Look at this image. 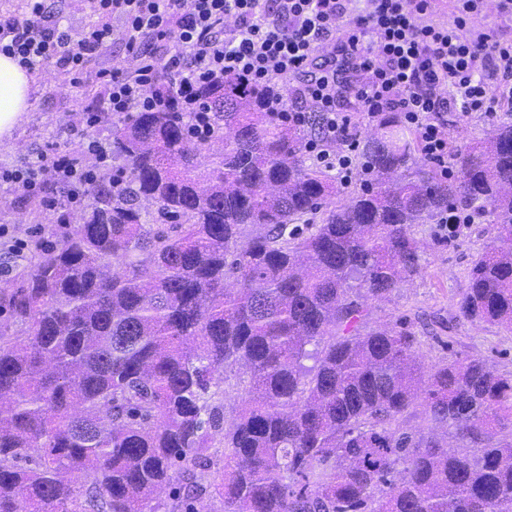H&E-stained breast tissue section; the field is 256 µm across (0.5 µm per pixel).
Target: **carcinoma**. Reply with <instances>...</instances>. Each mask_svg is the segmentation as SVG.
Returning a JSON list of instances; mask_svg holds the SVG:
<instances>
[{
	"mask_svg": "<svg viewBox=\"0 0 512 512\" xmlns=\"http://www.w3.org/2000/svg\"><path fill=\"white\" fill-rule=\"evenodd\" d=\"M204 98L203 142L179 112L119 121L126 190L94 181L82 224L0 289V512H176L158 498L175 480L224 512H512V377L426 371L411 332L361 331L420 268L411 227L460 207L499 244L459 311L512 332V122L445 180L391 114L340 205L265 91L226 78ZM234 366L247 398L225 430ZM409 411L437 433L392 430Z\"/></svg>",
	"mask_w": 512,
	"mask_h": 512,
	"instance_id": "obj_1",
	"label": "carcinoma"
}]
</instances>
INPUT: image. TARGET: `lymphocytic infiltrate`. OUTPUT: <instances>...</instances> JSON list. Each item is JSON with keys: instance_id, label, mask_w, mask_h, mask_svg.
Masks as SVG:
<instances>
[{"instance_id": "f902f5d3", "label": "lymphocytic infiltrate", "mask_w": 512, "mask_h": 512, "mask_svg": "<svg viewBox=\"0 0 512 512\" xmlns=\"http://www.w3.org/2000/svg\"><path fill=\"white\" fill-rule=\"evenodd\" d=\"M87 0L100 24L70 32L47 21L46 0H27L24 17L0 16V53L27 69L55 62L80 76L88 61L121 29L130 49L146 41L171 43L170 56L138 54L134 64L105 79L106 111L183 112L198 140L211 137L202 92L235 76L273 90L274 119L297 128L319 120L321 133L305 143L320 165L350 183L358 143L354 99L362 118L396 111L429 161L448 156V115L497 117L512 105V40L475 29L485 0H454L448 21L433 20L432 0ZM174 80L165 86L159 73ZM95 168L54 152L35 163L0 171V182L28 192L64 187L72 204L108 168L109 143L87 138Z\"/></svg>"}]
</instances>
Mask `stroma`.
Segmentation results:
<instances>
[{
    "label": "stroma",
    "instance_id": "35a3bbf8",
    "mask_svg": "<svg viewBox=\"0 0 512 512\" xmlns=\"http://www.w3.org/2000/svg\"><path fill=\"white\" fill-rule=\"evenodd\" d=\"M133 54L121 36H114L90 60L79 80L52 62L34 69L31 107L16 127L11 141L0 143V169L38 161L41 153L57 148H80L78 131L84 111L102 102L105 86L100 71L131 64ZM495 122L477 116L448 115V149H466L492 136ZM80 209L45 207L40 195L0 183V225L28 240V248L9 259L0 271V286L16 288L38 254L50 244V232L77 229ZM413 236L422 245L419 273L387 298L369 303L368 328H392L404 324L415 338L413 350L425 366L448 357H471L486 361L492 371L512 375V332L471 321L458 310L461 293L468 285L470 267L492 244L496 235L487 218L477 217L460 227V236L447 238L438 224H416Z\"/></svg>",
    "mask_w": 512,
    "mask_h": 512
}]
</instances>
